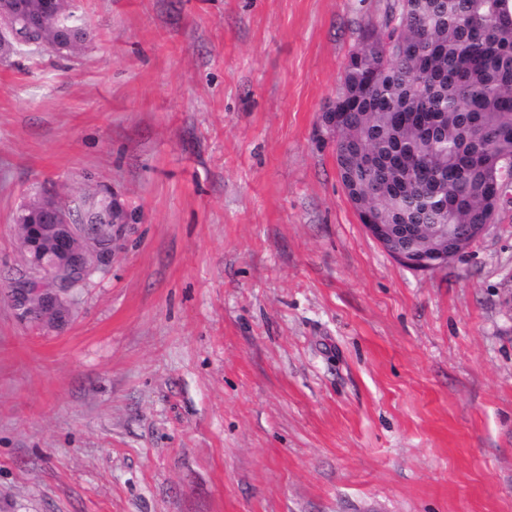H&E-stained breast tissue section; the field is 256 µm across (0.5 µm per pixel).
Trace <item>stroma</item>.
Returning a JSON list of instances; mask_svg holds the SVG:
<instances>
[{
  "mask_svg": "<svg viewBox=\"0 0 512 512\" xmlns=\"http://www.w3.org/2000/svg\"><path fill=\"white\" fill-rule=\"evenodd\" d=\"M388 0H69L0 56V512H512V205L415 271L320 115ZM138 220L67 322L8 296L12 222ZM58 29L64 32L66 36L74 43L75 49L90 38L91 32L82 24L78 23L71 12H68L66 6L64 7L62 16L58 22V27L51 34L54 37Z\"/></svg>",
  "mask_w": 512,
  "mask_h": 512,
  "instance_id": "1",
  "label": "stroma"
}]
</instances>
